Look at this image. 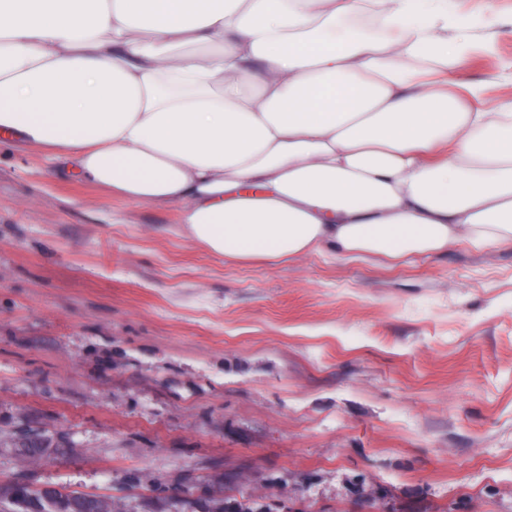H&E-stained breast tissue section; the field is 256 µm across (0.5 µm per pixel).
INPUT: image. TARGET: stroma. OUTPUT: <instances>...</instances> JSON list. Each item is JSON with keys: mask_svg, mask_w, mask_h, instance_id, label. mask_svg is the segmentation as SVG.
Instances as JSON below:
<instances>
[{"mask_svg": "<svg viewBox=\"0 0 512 512\" xmlns=\"http://www.w3.org/2000/svg\"><path fill=\"white\" fill-rule=\"evenodd\" d=\"M449 78L512 102V0ZM112 512H512V244L224 260L0 147V482Z\"/></svg>", "mask_w": 512, "mask_h": 512, "instance_id": "obj_1", "label": "stroma"}]
</instances>
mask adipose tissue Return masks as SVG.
Here are the masks:
<instances>
[{
    "label": "adipose tissue",
    "instance_id": "1",
    "mask_svg": "<svg viewBox=\"0 0 512 512\" xmlns=\"http://www.w3.org/2000/svg\"><path fill=\"white\" fill-rule=\"evenodd\" d=\"M472 30L453 0H0V145L236 261L493 248L512 103L449 90Z\"/></svg>",
    "mask_w": 512,
    "mask_h": 512
}]
</instances>
